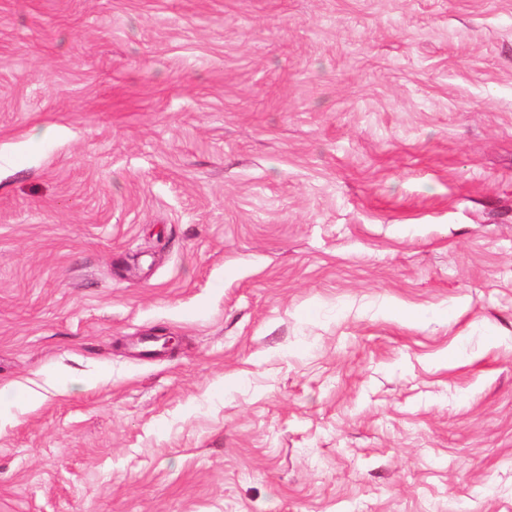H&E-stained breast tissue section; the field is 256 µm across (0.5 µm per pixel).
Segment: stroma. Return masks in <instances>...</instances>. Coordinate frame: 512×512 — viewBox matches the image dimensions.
Masks as SVG:
<instances>
[{
	"label": "stroma",
	"instance_id": "1",
	"mask_svg": "<svg viewBox=\"0 0 512 512\" xmlns=\"http://www.w3.org/2000/svg\"><path fill=\"white\" fill-rule=\"evenodd\" d=\"M16 386L0 512H512V0H0Z\"/></svg>",
	"mask_w": 512,
	"mask_h": 512
}]
</instances>
